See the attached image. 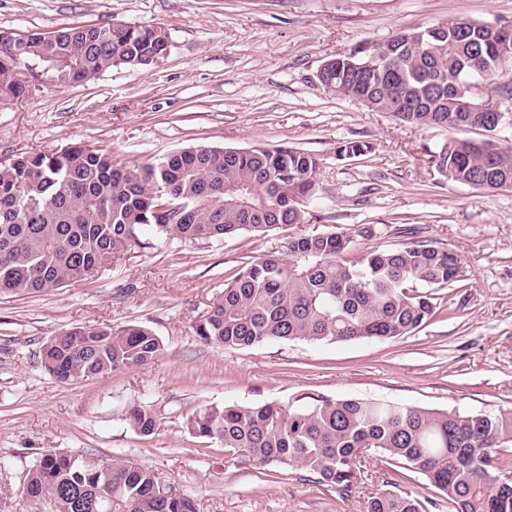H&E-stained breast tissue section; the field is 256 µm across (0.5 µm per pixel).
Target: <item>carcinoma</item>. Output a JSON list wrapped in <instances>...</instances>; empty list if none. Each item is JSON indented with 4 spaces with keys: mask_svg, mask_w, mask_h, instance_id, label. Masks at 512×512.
Masks as SVG:
<instances>
[{
    "mask_svg": "<svg viewBox=\"0 0 512 512\" xmlns=\"http://www.w3.org/2000/svg\"><path fill=\"white\" fill-rule=\"evenodd\" d=\"M436 37L396 33L392 69L343 76L361 62L363 42L334 56L326 79L337 95L417 128L443 129L446 141L428 154L431 168L451 182L482 191L512 188V145L455 133L480 130L456 89L483 79L512 100V56L483 23L451 18ZM110 39L74 25L38 38L33 57L53 65L59 81L83 83L113 67H150L164 51L166 31L154 24L107 25ZM27 92L20 65L0 56V99ZM345 141L338 155L369 152ZM320 161L287 147L224 149L194 146L153 164L128 167L112 153L72 145L20 153L0 163V293H49L86 281L140 245L146 233L181 242H219L240 233L266 234L313 218ZM354 238L326 231L289 238L285 249L246 263L195 332L207 344L246 348L272 340L359 341L406 336L435 313L425 289L456 281L458 256L433 242L365 252L350 259ZM162 344L136 324L71 326L43 342L40 359L60 383L139 368ZM145 435L156 420L146 407L127 412ZM192 434L217 439L233 458L305 472L347 497L361 478L360 455L376 449L423 475L452 512H512V468L500 449L512 446V410L460 413L374 399L320 398L297 407L276 402L213 408L188 423ZM99 460L46 451L29 469L24 490L49 499L54 512H196L192 498L159 496L160 478L134 459L112 458V498L97 496ZM366 512H426L405 492L369 498Z\"/></svg>",
    "mask_w": 512,
    "mask_h": 512,
    "instance_id": "1",
    "label": "carcinoma"
}]
</instances>
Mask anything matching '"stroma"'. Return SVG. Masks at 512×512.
<instances>
[{
	"mask_svg": "<svg viewBox=\"0 0 512 512\" xmlns=\"http://www.w3.org/2000/svg\"><path fill=\"white\" fill-rule=\"evenodd\" d=\"M511 23L512 0H0V30L50 34L75 24H155L169 52L157 65L115 68L86 83L24 73L32 93L0 101V162L21 152L86 144L138 166L196 145L290 147L321 161L316 218L218 243L150 236L89 281L45 294H0L1 512H37L21 500L28 468L47 450L137 460L194 499L197 512H364L391 489L431 499L418 473L382 453L362 458L346 499L294 469L233 459L187 428L229 404L375 398L443 411L512 409V189L488 193L448 181L427 163L446 140L328 92L317 78L336 52L454 17ZM371 143L343 159L340 143ZM373 238H359L365 225ZM341 228L354 254L413 239L455 251L460 279L435 289L436 313L383 342L272 341L247 349L194 332L225 278L291 234ZM151 329L163 349L149 365L73 384L50 377L40 347L72 325ZM143 405V435L126 421ZM126 419L130 425L145 435L155 430L156 420L152 412L146 407H133L127 412Z\"/></svg>",
	"mask_w": 512,
	"mask_h": 512,
	"instance_id": "35a3bbf8",
	"label": "stroma"
}]
</instances>
